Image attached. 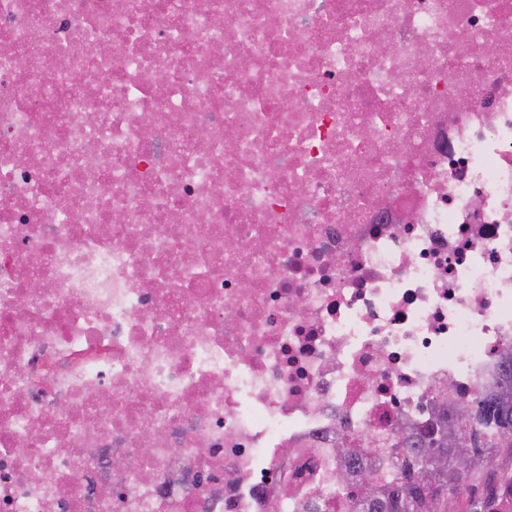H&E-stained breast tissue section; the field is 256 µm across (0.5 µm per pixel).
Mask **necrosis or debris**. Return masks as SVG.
Wrapping results in <instances>:
<instances>
[{
  "mask_svg": "<svg viewBox=\"0 0 512 512\" xmlns=\"http://www.w3.org/2000/svg\"><path fill=\"white\" fill-rule=\"evenodd\" d=\"M511 349L512 0H0V512H322Z\"/></svg>",
  "mask_w": 512,
  "mask_h": 512,
  "instance_id": "obj_1",
  "label": "necrosis or debris"
}]
</instances>
